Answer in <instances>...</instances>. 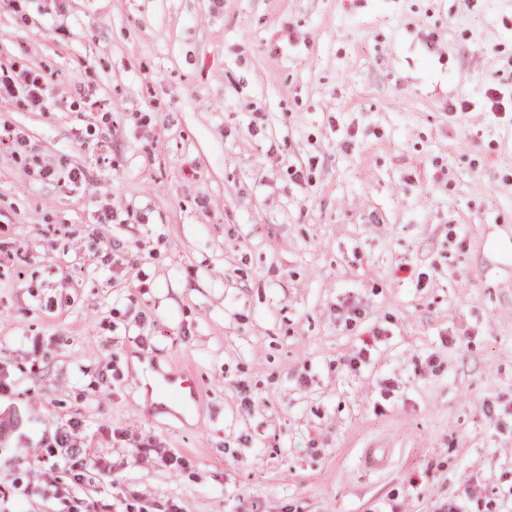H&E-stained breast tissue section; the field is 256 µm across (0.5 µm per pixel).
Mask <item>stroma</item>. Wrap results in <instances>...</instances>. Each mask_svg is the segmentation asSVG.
<instances>
[{
    "label": "stroma",
    "mask_w": 512,
    "mask_h": 512,
    "mask_svg": "<svg viewBox=\"0 0 512 512\" xmlns=\"http://www.w3.org/2000/svg\"><path fill=\"white\" fill-rule=\"evenodd\" d=\"M0 62L66 106L0 99V512H512V0H0ZM41 176L48 180L57 181L62 183L70 191L83 190L84 189V173L82 170L71 168L66 172L59 171L54 165L40 166ZM165 383V392L171 399L189 398L197 400L200 397L201 390L199 385L188 376H181L179 378L167 377ZM67 427V429L63 428L60 432H58L57 429L54 434L53 442L47 447L64 449L65 452L71 456H88L90 454V448H78L74 442V431L81 428V421L76 417H72L69 419Z\"/></svg>",
    "instance_id": "stroma-1"
}]
</instances>
